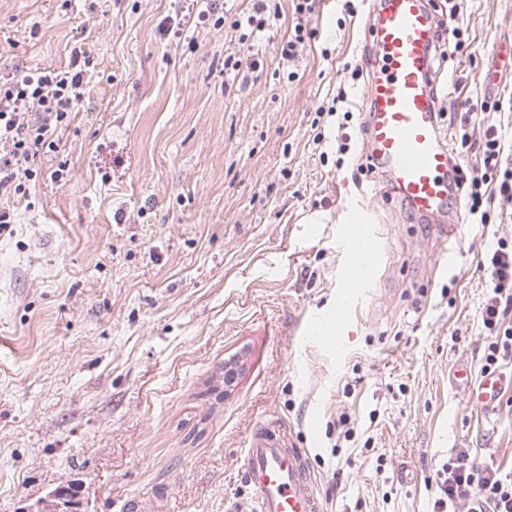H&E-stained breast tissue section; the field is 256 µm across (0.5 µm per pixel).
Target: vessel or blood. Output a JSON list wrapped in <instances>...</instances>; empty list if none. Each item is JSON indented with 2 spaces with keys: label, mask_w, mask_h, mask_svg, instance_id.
Masks as SVG:
<instances>
[{
  "label": "vessel or blood",
  "mask_w": 512,
  "mask_h": 512,
  "mask_svg": "<svg viewBox=\"0 0 512 512\" xmlns=\"http://www.w3.org/2000/svg\"><path fill=\"white\" fill-rule=\"evenodd\" d=\"M437 22L425 0H378L369 33L375 52L363 59L369 105L364 158L384 168L390 193L423 218L442 210L452 190L451 148L440 130L431 81ZM440 232V259L447 264L457 254L461 227L444 224ZM453 376L484 412L496 408L507 383L501 374L475 378L464 368ZM241 469L253 492L251 512H322L304 449L279 447L259 433L244 450Z\"/></svg>",
  "instance_id": "vessel-or-blood-1"
}]
</instances>
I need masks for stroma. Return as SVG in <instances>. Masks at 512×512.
<instances>
[{
    "mask_svg": "<svg viewBox=\"0 0 512 512\" xmlns=\"http://www.w3.org/2000/svg\"><path fill=\"white\" fill-rule=\"evenodd\" d=\"M275 2L242 83L218 71L248 0H216L227 25L178 38L175 0H96L98 26L84 0H0V74L63 66L75 44L96 73L0 238V512H54L63 486L75 512H248L259 431L306 450L326 512H431L461 451L512 470V389L484 413L452 381L482 369L487 257L512 249V217L421 222L382 194L359 170L372 0H321L290 61L292 2ZM458 6L440 127L464 173L489 130L512 168V0ZM355 213L380 262L338 342L305 338L334 321ZM455 220L457 261L436 269L433 228Z\"/></svg>",
    "mask_w": 512,
    "mask_h": 512,
    "instance_id": "stroma-1",
    "label": "stroma"
}]
</instances>
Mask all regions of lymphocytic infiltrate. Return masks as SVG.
<instances>
[{"label": "lymphocytic infiltrate", "instance_id": "lymphocytic-infiltrate-1", "mask_svg": "<svg viewBox=\"0 0 512 512\" xmlns=\"http://www.w3.org/2000/svg\"><path fill=\"white\" fill-rule=\"evenodd\" d=\"M94 66L81 46H72L68 61L42 70L14 68L0 75V237L14 235V206L29 195L28 181L42 156L56 152L55 136L69 127L85 100ZM493 281L481 312L485 329L493 332L483 368L512 359V252L499 248L489 258ZM512 512V471L490 462L478 463L462 453L437 472L433 512Z\"/></svg>", "mask_w": 512, "mask_h": 512}]
</instances>
